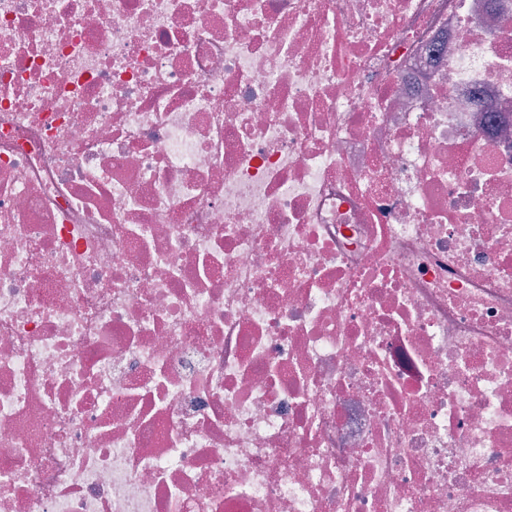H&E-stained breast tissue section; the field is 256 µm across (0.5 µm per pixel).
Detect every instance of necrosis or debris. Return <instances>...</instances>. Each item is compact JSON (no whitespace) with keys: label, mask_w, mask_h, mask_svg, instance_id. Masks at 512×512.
Masks as SVG:
<instances>
[{"label":"necrosis or debris","mask_w":512,"mask_h":512,"mask_svg":"<svg viewBox=\"0 0 512 512\" xmlns=\"http://www.w3.org/2000/svg\"><path fill=\"white\" fill-rule=\"evenodd\" d=\"M0 512H512V0H0Z\"/></svg>","instance_id":"necrosis-or-debris-1"}]
</instances>
